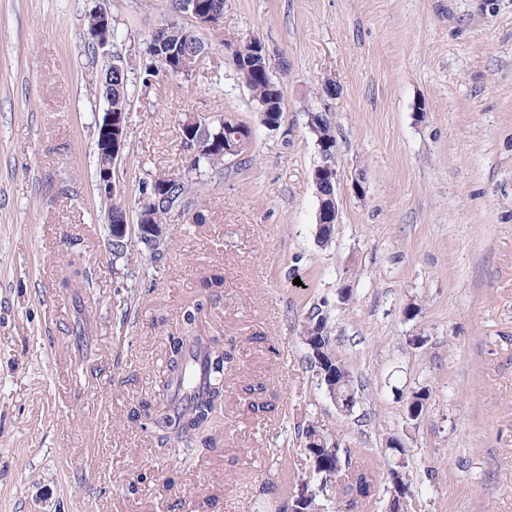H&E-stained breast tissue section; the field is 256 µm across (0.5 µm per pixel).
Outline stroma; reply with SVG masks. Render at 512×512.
Returning a JSON list of instances; mask_svg holds the SVG:
<instances>
[{"mask_svg":"<svg viewBox=\"0 0 512 512\" xmlns=\"http://www.w3.org/2000/svg\"><path fill=\"white\" fill-rule=\"evenodd\" d=\"M101 8L115 38L95 56L85 27ZM174 19L205 50L191 76L146 78L151 33ZM249 39L275 63V130L227 50ZM113 54L130 66L112 168L129 221L142 178L193 159L188 119L252 133L245 157L203 168L192 195L208 220L167 223L158 262L106 245L96 127ZM311 111L336 137L326 246ZM76 266L90 287L70 285ZM193 305L235 364L215 451L189 454L129 410L165 407L166 346ZM316 307L358 390L349 414L301 340ZM247 380L274 412L252 413ZM309 420L380 475L400 439L411 512H512V0H226L199 29L172 0H0V512H286Z\"/></svg>","mask_w":512,"mask_h":512,"instance_id":"stroma-1","label":"stroma"}]
</instances>
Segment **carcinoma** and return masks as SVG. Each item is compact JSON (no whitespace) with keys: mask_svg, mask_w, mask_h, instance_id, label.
Masks as SVG:
<instances>
[{"mask_svg":"<svg viewBox=\"0 0 512 512\" xmlns=\"http://www.w3.org/2000/svg\"><path fill=\"white\" fill-rule=\"evenodd\" d=\"M175 52L180 64V74L187 75L196 64L203 45L193 31L179 28L177 35L170 36L169 27L161 26L151 34L147 54L153 55L159 43ZM240 79L252 92L258 110H268L274 120L281 119L283 112L282 90L272 79H263L255 75L251 65L246 62L235 64ZM108 106L114 112H130L128 94V74L112 76V99ZM235 133L251 134L248 126L233 119L223 118L218 121L200 119L193 127V136L186 139L185 145L195 146L194 137L199 136L210 144L208 152L198 155L196 162L178 175L153 174L142 181L141 191L153 193L154 187L164 188L168 196L169 207L155 217H147V224L138 233V240L150 253L161 256L164 246L165 228L169 208L177 205L181 211L194 212L196 223L203 224L207 217L201 210H193L191 188L194 177L200 175V162L212 167L223 164L224 139ZM312 135L328 144L329 159H335L336 138L332 123L320 124L311 130ZM129 237L119 225H112L110 246L115 257L126 254ZM303 343L309 351L311 368L316 372L321 387L335 407L341 412L353 409L356 401L354 380L348 365L336 361L335 338L331 335L326 318L314 314L310 317L302 336ZM167 371L164 389L170 393L166 410L154 419V435L162 445H174L179 448H210L212 438L206 435L212 421L210 414L214 400L220 397V386L224 381L228 352L214 346L206 336L187 332L183 336L169 339L167 350ZM203 364V385L197 386L196 362ZM298 434L304 439V448L300 454L310 463L312 478L301 492V498L295 502L296 512H322L324 503L342 496L348 499V510L358 508L371 497L373 479L368 469L354 465L343 457L339 443L332 435L319 426L309 422L297 425ZM400 488H409L404 471V463L397 461L389 471L386 494L391 496Z\"/></svg>","mask_w":512,"mask_h":512,"instance_id":"carcinoma-1","label":"carcinoma"}]
</instances>
